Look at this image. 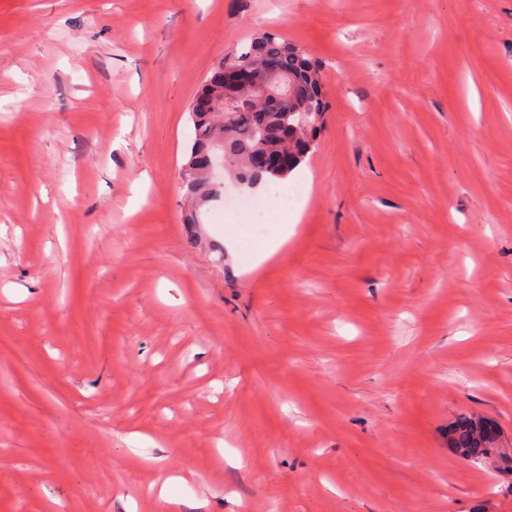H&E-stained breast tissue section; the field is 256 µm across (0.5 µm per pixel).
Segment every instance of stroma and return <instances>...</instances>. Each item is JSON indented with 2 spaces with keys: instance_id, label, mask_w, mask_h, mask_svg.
Listing matches in <instances>:
<instances>
[{
  "instance_id": "obj_1",
  "label": "stroma",
  "mask_w": 512,
  "mask_h": 512,
  "mask_svg": "<svg viewBox=\"0 0 512 512\" xmlns=\"http://www.w3.org/2000/svg\"><path fill=\"white\" fill-rule=\"evenodd\" d=\"M266 31L303 193L190 235L189 104ZM462 414L512 453V0H0V512H512ZM450 441L465 459L479 460L498 448L499 431L484 418L462 416L450 430Z\"/></svg>"
}]
</instances>
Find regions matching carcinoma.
<instances>
[{"instance_id":"cac0c4a2","label":"carcinoma","mask_w":512,"mask_h":512,"mask_svg":"<svg viewBox=\"0 0 512 512\" xmlns=\"http://www.w3.org/2000/svg\"><path fill=\"white\" fill-rule=\"evenodd\" d=\"M231 55L236 62L258 70L276 67L293 76L295 83L290 96L278 105L256 101L249 93L230 103L224 98L226 58L210 69L189 108L195 137L181 186L186 196L201 202L218 195V189L211 186L208 164L214 141L224 138V130L232 133L224 143L227 172L246 187L263 179L276 183L304 162L321 128L319 124L309 128L298 125L299 116L308 111L323 113L327 107L320 69L296 44L263 33ZM450 441L465 459L479 460L497 448L499 431L484 418L462 416L450 430Z\"/></svg>"}]
</instances>
